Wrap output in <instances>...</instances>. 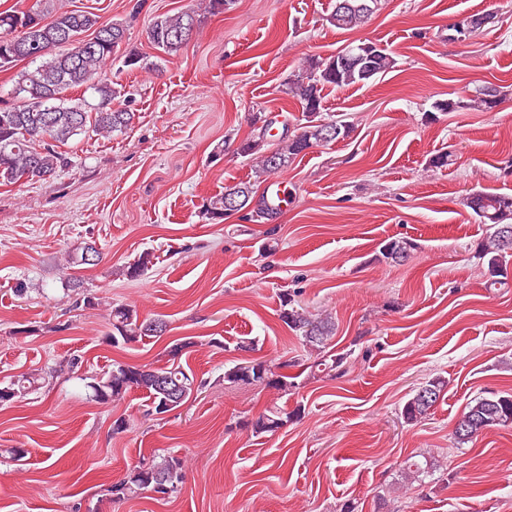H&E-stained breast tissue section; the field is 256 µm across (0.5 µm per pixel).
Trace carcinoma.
I'll list each match as a JSON object with an SVG mask.
<instances>
[{"label":"carcinoma","instance_id":"obj_1","mask_svg":"<svg viewBox=\"0 0 512 512\" xmlns=\"http://www.w3.org/2000/svg\"><path fill=\"white\" fill-rule=\"evenodd\" d=\"M352 8L345 13L332 11L331 25L338 29H354L365 24L378 10L381 0H348ZM52 14L46 24L48 37L30 40L26 33L16 29L18 18L37 17ZM479 15L461 19L448 28V40L464 42L479 30ZM193 11H181L174 15L156 17L148 26L147 39L156 50L167 56L177 55L186 45L179 34L190 25L197 24ZM57 30H67L77 39L51 45V36ZM90 33V38L79 35ZM125 39V28L120 23L103 24L100 16L89 11L67 10L44 0V6L27 11L11 8L0 11V46L15 41V52L11 62L0 59V71L13 69L24 60L34 64L16 75L13 92L18 102L0 107V184H11L22 179L40 181L54 176L68 165L67 158L56 150L78 136L90 132L110 135L132 124L136 113L114 106L121 97V89L114 86L112 79L103 73L104 64L121 49ZM396 67V59L384 48L371 41L350 45L336 55L315 58L299 70L293 79L292 92L301 105L302 123L297 133L271 146L265 140L269 125L262 124L258 134L240 143L238 153L255 157L256 178L268 177L286 169L289 163L307 149L328 144L349 136L351 126L338 120L322 119V90L326 86L335 88L354 84H366L378 75ZM89 82L96 83L95 107L82 98H68L66 92L78 89ZM52 95L60 107L57 112L38 111V102L31 92ZM501 100V91L492 86L479 90L475 103L485 110L496 107ZM254 200L253 183L240 182L224 188V192L210 199L205 215L217 220L230 212L251 207ZM466 206L481 224L493 226L494 231L481 242L478 257L487 267L491 286L502 285L499 279L503 261L512 257V245L507 247L502 239L512 232V194L475 191L466 197ZM415 244L406 238L392 239L382 247L384 258L403 262L410 257ZM151 263L150 253L142 254L126 266L123 275L130 279L141 277ZM112 330L107 338L117 347L143 337L160 338L167 331V324L160 318L139 319L137 312L126 305L112 308ZM281 320L290 328L302 344L319 353L309 365L310 372L330 374L339 371L343 358L328 359L321 355L328 341L336 334V325L330 317H313L294 308L293 300L282 301ZM264 362L242 361L224 369V381L234 385H253L278 391H288V375L280 368ZM38 378L22 376L5 386L9 391L8 401L23 398L35 389ZM93 397L104 401L121 398L134 390H144L150 400L149 411L156 412L160 406L171 412L181 407L195 388L194 374L180 364L166 368L150 369L116 362L112 369L100 378L88 383ZM448 387V380L435 377L424 382L402 408V417L408 423L425 418L429 411L442 399ZM278 407L266 409L251 420L252 433H274L282 428L291 417ZM512 424V394L490 392L473 400L468 410L457 421L455 439L468 443L483 431ZM183 460L171 453L154 457L134 465L123 481L112 485V496L123 498L142 491H155V487H167L168 495L177 489L182 479ZM432 468L430 460L419 461L408 458L400 470L401 479L413 484Z\"/></svg>","mask_w":512,"mask_h":512}]
</instances>
